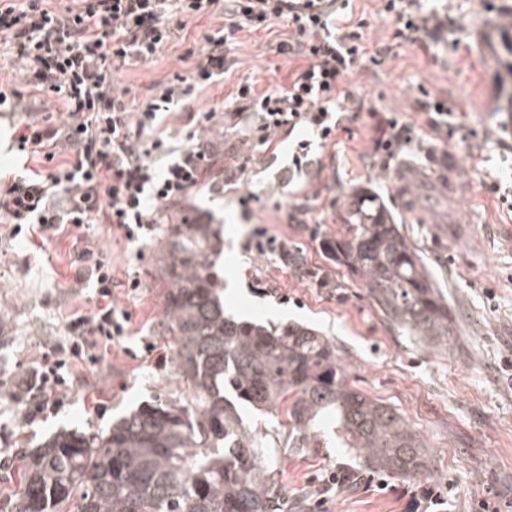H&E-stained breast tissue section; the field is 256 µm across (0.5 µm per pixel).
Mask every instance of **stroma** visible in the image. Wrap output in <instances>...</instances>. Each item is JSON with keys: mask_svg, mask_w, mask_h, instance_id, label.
<instances>
[{"mask_svg": "<svg viewBox=\"0 0 512 512\" xmlns=\"http://www.w3.org/2000/svg\"><path fill=\"white\" fill-rule=\"evenodd\" d=\"M424 10L448 17V29L436 40L415 43L396 39L393 19L380 0H355L368 54L382 52L375 66L363 62L347 76L345 87L382 112H401L421 125L419 138L381 168L361 149L372 134L368 113L350 115L325 150L327 170L321 195L306 199L288 179V154L302 131L281 135L272 165H249L239 193H253L249 207L239 194L202 191L181 207L170 208L164 224L141 245L116 242L99 227V243L117 270L134 266L141 286L119 291L117 298L134 318L133 335L112 351L99 369L48 417L21 423L24 404L15 377L29 374L45 344L62 338L64 308L87 303L89 289L73 284L70 240L34 247L23 239H0V457L24 453L63 429L108 428L113 419L159 395H180L183 384L168 367H156L147 346L170 352L163 330L167 285L158 269L159 248L168 224L205 213L220 233L214 257L217 291L227 316L237 321L312 327L336 346L350 386L395 408L423 439L432 462L428 481L386 475L384 483L362 472L357 485L330 493L327 512H405L410 497L423 487L443 499L438 512H480L488 496L512 502V209L489 194L493 181L512 183V154L499 148L512 137V112L498 106L512 92L494 61L502 29L498 15L512 0H422ZM222 15L187 23L184 40L172 43L148 64L122 68L119 88L149 99L158 87L191 76L188 50H200ZM288 27L244 29L228 54L224 82L198 92L194 109L239 111L241 123L252 119L234 99L237 83L248 80L258 91L278 88L298 67L296 59L274 54L272 43L287 39ZM447 100L455 114V133L444 137L427 129L416 97L419 89ZM412 166L417 221L405 222L394 187V173ZM453 173L456 188L443 189L440 175ZM373 192L418 250L438 286L448 295L452 333L443 346L425 344L388 322L360 279L330 261L326 239L345 236L343 217L360 190ZM266 228L298 247L311 270L301 276L282 265L277 253L250 251L255 229ZM102 398L103 412L92 410ZM356 460L335 441L320 439L307 455L288 457L277 482L290 512H310L321 482L330 472L357 469Z\"/></svg>", "mask_w": 512, "mask_h": 512, "instance_id": "35a3bbf8", "label": "stroma"}]
</instances>
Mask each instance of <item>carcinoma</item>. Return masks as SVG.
<instances>
[{
	"label": "carcinoma",
	"instance_id": "cac0c4a2",
	"mask_svg": "<svg viewBox=\"0 0 512 512\" xmlns=\"http://www.w3.org/2000/svg\"><path fill=\"white\" fill-rule=\"evenodd\" d=\"M345 222L348 238L325 240L327 256L408 335L448 342V296L389 212L360 194ZM217 240L210 224H177L159 258L171 364L188 394L156 399L105 430H62L24 453L9 512H288L279 457L267 435L244 425L237 400L287 417L291 455L331 432L366 469L432 476L422 439L395 408L349 386L335 344L308 326L225 316Z\"/></svg>",
	"mask_w": 512,
	"mask_h": 512
}]
</instances>
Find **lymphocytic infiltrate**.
<instances>
[{"mask_svg": "<svg viewBox=\"0 0 512 512\" xmlns=\"http://www.w3.org/2000/svg\"><path fill=\"white\" fill-rule=\"evenodd\" d=\"M394 36H439L441 17L424 16L416 0H386ZM220 14L222 29L206 38L191 85L171 84L148 101L117 92L116 72L129 63L152 62L179 39L188 20ZM288 25L278 54L300 58L287 85L266 92L239 83L237 97L255 115L239 140L243 162L224 171L236 184L256 148L280 133L304 128L321 145L334 144L345 112L366 110L344 87L366 56L354 31L351 0H80L54 8L50 0H0V61L15 64L31 93L46 97L52 115L19 124L14 140L34 167L0 182V227L9 236L74 241L76 282L90 286L87 309L64 311V337L42 352L23 419L56 410L79 374L92 371L133 330L132 315L119 308L112 261L90 228L105 224L130 243L147 238L169 207L204 187L212 144L203 133L217 124L216 112H199L187 101L192 88L224 79L227 50L236 32ZM181 112L185 145L171 141L167 120ZM369 111V110H366ZM374 134L363 151L392 161L415 137L399 113L369 111Z\"/></svg>", "mask_w": 512, "mask_h": 512, "instance_id": "lymphocytic-infiltrate-1", "label": "lymphocytic infiltrate"}]
</instances>
